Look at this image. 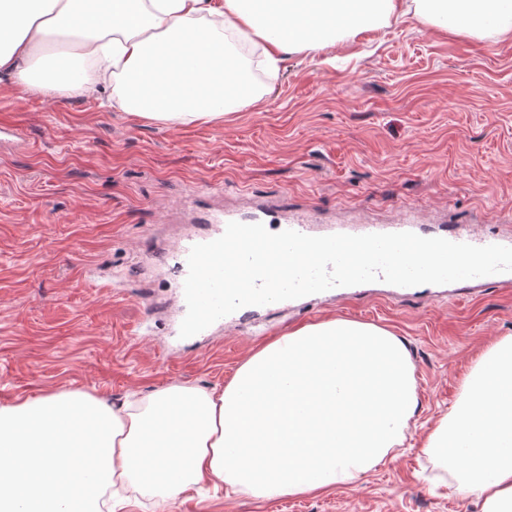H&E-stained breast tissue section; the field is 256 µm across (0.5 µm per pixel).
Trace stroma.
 I'll use <instances>...</instances> for the list:
<instances>
[{
    "label": "stroma",
    "mask_w": 512,
    "mask_h": 512,
    "mask_svg": "<svg viewBox=\"0 0 512 512\" xmlns=\"http://www.w3.org/2000/svg\"><path fill=\"white\" fill-rule=\"evenodd\" d=\"M239 94L254 104L223 122L163 125L107 107L108 87L88 98L0 88V403L221 388L260 344L299 326L371 323L404 341L414 369L401 453L319 495L190 490L166 512H479L424 444L486 350L512 337V282L394 298L345 288L183 339L173 266L203 210L285 207L345 226L412 211L430 236L462 224L512 236V35L409 14L286 55Z\"/></svg>",
    "instance_id": "1"
}]
</instances>
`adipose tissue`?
<instances>
[{
  "label": "adipose tissue",
  "mask_w": 512,
  "mask_h": 512,
  "mask_svg": "<svg viewBox=\"0 0 512 512\" xmlns=\"http://www.w3.org/2000/svg\"><path fill=\"white\" fill-rule=\"evenodd\" d=\"M270 30L257 0H0V80L90 96L158 123L216 122L212 87L239 79L224 48L260 47L267 67L411 13L442 29L512 33V0H287ZM418 406L401 338L326 320L254 351L223 388L172 385L112 406L91 393L0 405V512H101L107 489L148 481L171 501L207 480L256 498L348 487L401 446ZM84 415L74 426L75 415ZM424 450L459 472L481 512H512V337L466 376Z\"/></svg>",
  "instance_id": "ef3b65f1"
}]
</instances>
